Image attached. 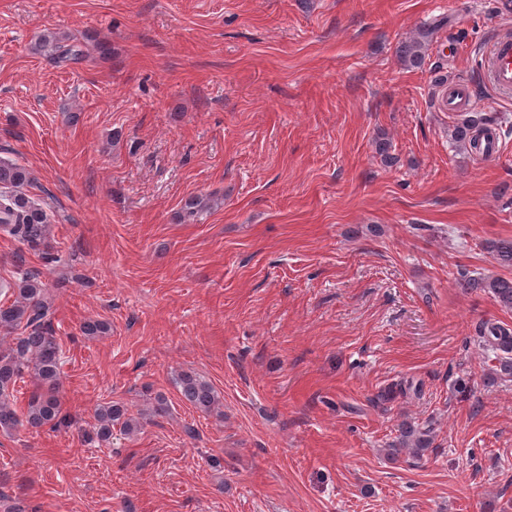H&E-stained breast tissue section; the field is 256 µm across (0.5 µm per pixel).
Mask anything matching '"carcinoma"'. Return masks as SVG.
Masks as SVG:
<instances>
[{"instance_id":"1","label":"carcinoma","mask_w":512,"mask_h":512,"mask_svg":"<svg viewBox=\"0 0 512 512\" xmlns=\"http://www.w3.org/2000/svg\"><path fill=\"white\" fill-rule=\"evenodd\" d=\"M429 33L420 31L401 42L398 55L404 65L419 68L428 51ZM36 54L57 64L78 63L86 57L82 43L69 35L43 32L33 46ZM502 125L501 118L486 112H468L453 125L449 134L452 146L470 152L479 145L481 134L488 127ZM33 183L30 171L22 164L0 160V231L31 248L40 247L46 239L50 218L44 207L27 193ZM493 258L502 267H512V238L499 239L490 245ZM462 286L491 294L504 308L512 309V278L462 276ZM0 290L13 301L0 306V340L13 337V343L0 349V428L39 429L45 425H62L66 421L63 402L58 390L61 368V347L52 322V304L37 272L22 270L12 283L1 284ZM21 335H14L15 331ZM483 350L492 352L496 371L512 375V330L490 320L477 327ZM30 375L37 389L27 403L25 412L18 413L10 400L9 389ZM180 394L194 408L208 413L219 405L214 387L194 372L183 371L176 378ZM97 438L107 442L112 438V426L120 425L124 434L134 433L139 419L129 413L121 402H108L94 414ZM433 445L430 430L411 422L401 424L392 454L404 451L421 457Z\"/></svg>"}]
</instances>
